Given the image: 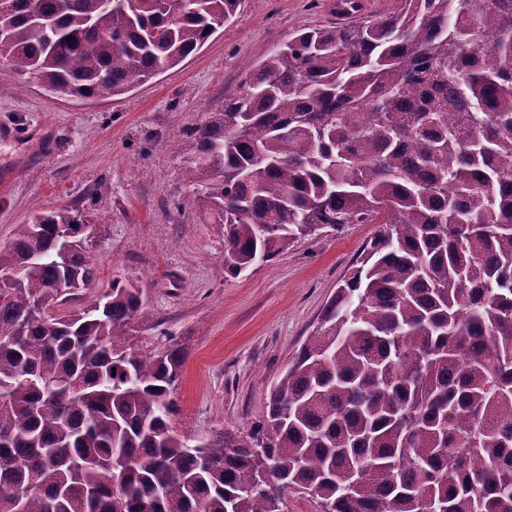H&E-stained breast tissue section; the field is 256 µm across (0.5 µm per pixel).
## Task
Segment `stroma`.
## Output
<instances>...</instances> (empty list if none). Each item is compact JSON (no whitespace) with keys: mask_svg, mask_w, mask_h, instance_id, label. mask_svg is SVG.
Listing matches in <instances>:
<instances>
[{"mask_svg":"<svg viewBox=\"0 0 512 512\" xmlns=\"http://www.w3.org/2000/svg\"><path fill=\"white\" fill-rule=\"evenodd\" d=\"M329 0H246L196 53L126 94L43 91L0 65V245L38 212L79 208L97 226V271L72 308L132 279L147 310L133 323L144 353L187 352L175 400L179 436L213 437L260 419L269 386L317 326L373 236L371 224L321 230L240 277L224 240L190 201L184 144L235 96L248 70L297 32L340 27Z\"/></svg>","mask_w":512,"mask_h":512,"instance_id":"1","label":"stroma"}]
</instances>
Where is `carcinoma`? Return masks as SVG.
Wrapping results in <instances>:
<instances>
[{
    "mask_svg": "<svg viewBox=\"0 0 512 512\" xmlns=\"http://www.w3.org/2000/svg\"><path fill=\"white\" fill-rule=\"evenodd\" d=\"M243 0H13L0 51L51 93L109 98L200 49ZM55 29L46 44L39 28ZM193 202L236 278L377 224L262 418L191 447L186 362L128 341L141 288L43 303L95 268L60 207L0 247V512H512V0H401L271 50L189 132Z\"/></svg>",
    "mask_w": 512,
    "mask_h": 512,
    "instance_id": "obj_1",
    "label": "carcinoma"
}]
</instances>
